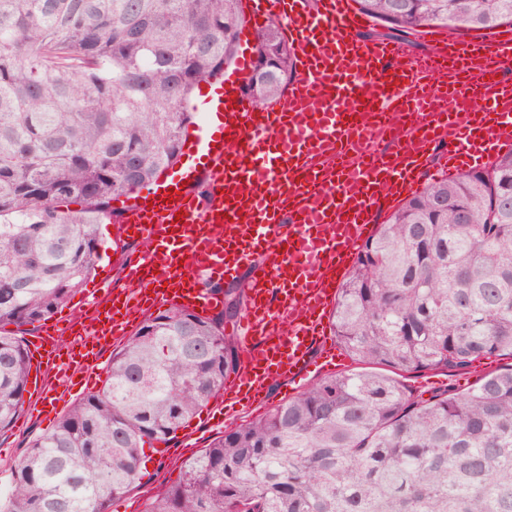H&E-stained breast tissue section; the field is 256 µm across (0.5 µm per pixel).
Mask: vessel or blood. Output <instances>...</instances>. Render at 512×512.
I'll list each match as a JSON object with an SVG mask.
<instances>
[{
	"label": "vessel or blood",
	"mask_w": 512,
	"mask_h": 512,
	"mask_svg": "<svg viewBox=\"0 0 512 512\" xmlns=\"http://www.w3.org/2000/svg\"><path fill=\"white\" fill-rule=\"evenodd\" d=\"M255 27L284 21L295 63L288 91L264 107L239 92L251 72L242 49L223 122L210 130L166 194L127 206L121 232L146 241L128 267L131 290L107 311L81 309L68 326L41 325L32 408L57 411L74 388L71 368L93 379L100 351L161 304L222 310L203 280L252 271L240 371L213 414L268 401L273 379H302L336 286L372 235L376 206L416 189L431 158L454 174L512 147V34L439 38L412 55L399 41L366 39L370 19L353 0H248ZM202 180L205 190L188 189ZM75 327L77 347L58 360Z\"/></svg>",
	"instance_id": "1"
}]
</instances>
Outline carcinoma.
Here are the masks:
<instances>
[{
  "label": "carcinoma",
  "instance_id": "obj_1",
  "mask_svg": "<svg viewBox=\"0 0 512 512\" xmlns=\"http://www.w3.org/2000/svg\"><path fill=\"white\" fill-rule=\"evenodd\" d=\"M391 32L512 25V0H357ZM240 0H0V325L49 319L101 259L112 200L179 160L186 106L237 51ZM256 106L294 77L282 23L255 34ZM79 201L84 208L69 210ZM249 282L226 290L240 308ZM224 312L171 306L112 351L104 385L29 440L5 512H108L240 368ZM357 364L215 437L145 512H512V365L430 398L395 371L512 357V152L431 178L361 247L331 314ZM0 335V436L24 404Z\"/></svg>",
  "mask_w": 512,
  "mask_h": 512
}]
</instances>
